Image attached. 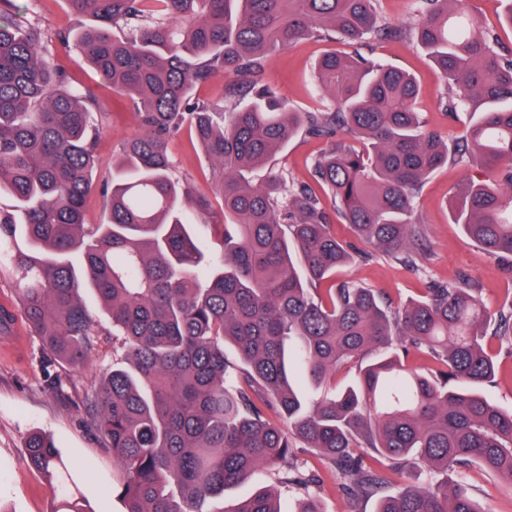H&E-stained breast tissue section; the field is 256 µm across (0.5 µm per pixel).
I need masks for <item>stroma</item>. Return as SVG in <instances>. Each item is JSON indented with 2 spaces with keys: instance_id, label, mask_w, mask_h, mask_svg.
<instances>
[{
  "instance_id": "1",
  "label": "stroma",
  "mask_w": 512,
  "mask_h": 512,
  "mask_svg": "<svg viewBox=\"0 0 512 512\" xmlns=\"http://www.w3.org/2000/svg\"><path fill=\"white\" fill-rule=\"evenodd\" d=\"M25 7L28 18L50 37L78 24L65 0H27ZM332 47L329 40H306L269 60L266 79L278 89L288 108L306 112L326 107V97L313 80L312 65ZM347 51L412 73L420 84L418 110L429 129L451 138L468 123L469 113L451 115L439 107L444 82L421 50L403 41L367 40L349 45ZM52 57L74 83L92 87L100 100L97 177L109 179L121 141L139 130L138 116L127 100L113 95L79 54L58 50ZM324 146L323 140L298 135L273 155L268 166L295 181H310V159ZM169 151L174 174L181 182L216 196V172L202 154L196 153L189 131L175 135ZM482 175L480 169L449 163L425 181L416 202V216L424 226L428 244V257L420 269L405 268L364 246L347 277L374 288L394 307L424 295L434 284L462 277L478 283L490 310L512 305V258L484 254L450 219L451 192L464 179ZM16 321L21 352H13L0 341V507L5 512H51L54 490L42 474L29 467L26 458L28 437L40 431L57 443L75 476L77 495L85 504L95 512H123L121 499L112 494V456L86 426L83 406L100 377L122 361L120 339L111 330H103L95 339L89 364L72 370L50 361L24 316L18 313ZM462 479L483 512H512L511 483L477 466L466 470Z\"/></svg>"
}]
</instances>
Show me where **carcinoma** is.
<instances>
[{
	"mask_svg": "<svg viewBox=\"0 0 512 512\" xmlns=\"http://www.w3.org/2000/svg\"><path fill=\"white\" fill-rule=\"evenodd\" d=\"M90 23L56 34L140 119L122 142L112 182L96 181L95 92L52 62L41 27L17 0H0V264L19 284L26 322L54 361L84 366L98 321L82 293L103 302L126 362L85 401L112 453L123 512H210L206 505L258 470L307 493L301 447L336 472L342 490L376 512H484L448 479L475 463L512 482V410L483 394L494 382L489 339L512 343V307L491 316L469 279L437 284L391 309L372 288L336 275L354 248L334 236L320 194L269 173L273 153L304 131L328 143L312 158L339 219L407 267L425 255L415 205L424 181L453 160L485 170L450 196L453 223L487 255L512 256V58L496 49L469 0H417L408 27L379 0H66ZM357 43L399 38L424 50L445 80L439 105L474 112L453 143L428 129L415 78L330 50L313 67L331 107L294 112L266 82L269 57L301 39ZM221 102L193 98L220 73ZM188 128L219 170L223 201L174 176L169 140ZM106 219L84 223L88 196ZM221 227L205 253L195 228ZM29 248L15 245L16 229ZM233 347L241 360L225 359ZM435 365L408 369L410 351ZM353 382L309 399L343 369ZM30 466L56 484L54 512L79 505L54 442L36 432ZM424 467L437 476L412 481ZM220 512H284L261 489Z\"/></svg>",
	"mask_w": 512,
	"mask_h": 512,
	"instance_id": "1",
	"label": "carcinoma"
}]
</instances>
